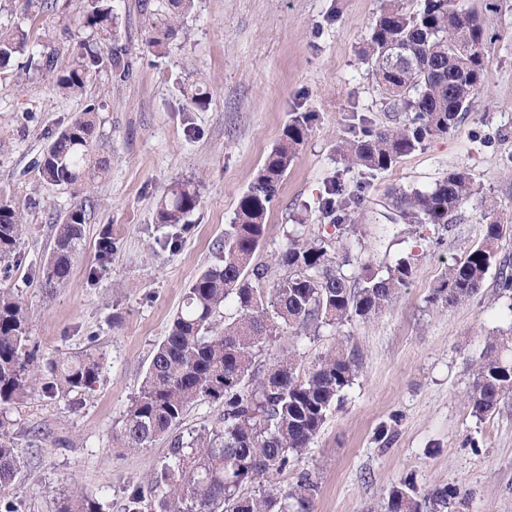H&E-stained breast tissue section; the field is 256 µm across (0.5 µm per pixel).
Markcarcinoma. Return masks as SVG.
<instances>
[{
	"label": "carcinoma",
	"instance_id": "obj_1",
	"mask_svg": "<svg viewBox=\"0 0 512 512\" xmlns=\"http://www.w3.org/2000/svg\"><path fill=\"white\" fill-rule=\"evenodd\" d=\"M191 0H170V14L154 26L148 46L162 52L175 34L177 17ZM85 26L112 43L118 22L112 0H87ZM400 43L406 61L394 63L388 47ZM29 46V34L18 27L0 32V69ZM371 76L385 99L403 103L408 123L376 129L358 117L351 135L338 146L344 160L370 175L388 170L402 156L421 148L432 136L458 127L471 100L483 87L487 66V37L472 13L455 7V0H423L410 12L402 0H387L371 27L365 51ZM118 55L84 47L57 76L64 96L81 93L105 67H120ZM81 113L63 129L38 162L39 180L46 186L91 183L105 174L102 162L92 161L95 125ZM308 119L299 116L285 128L280 143L266 157L257 177L242 196L235 223L224 232L219 263L207 268L187 288L180 310L155 351L141 388L113 431L117 447L145 448L173 431L187 409L202 400L224 401L223 421L203 428L188 442L174 439L171 460L150 478L133 485L124 512H313L319 492L308 471L283 486L280 476L295 468L319 434L328 412L341 401L354 381L358 359L343 344L307 367L291 350L270 366L259 358L279 336H318L323 328H338L354 318L369 319L384 311L413 276L411 262L398 260L387 274L369 273L353 280L340 271L324 237L296 234L288 246L272 255L288 275L265 288L267 267L253 263L265 237V216L277 185L287 173L308 135ZM478 189L470 174L454 171L429 191L402 193L396 198L401 217L411 224L448 225L453 214ZM484 236L463 261L448 269L432 294V302L455 304L477 294L496 256L500 240L512 232L497 207L483 199ZM199 205L191 182L170 186L159 210V222L186 227L185 218ZM358 205L355 196L333 182L324 209L337 233L354 231L347 223ZM85 210L78 208L55 225L54 248L43 265L46 288L63 285L82 245ZM24 230L20 208L0 201V261L16 252ZM234 314L217 322L221 307ZM512 336H497L472 368L466 400L472 414L482 418L512 396ZM52 381L47 393L78 391L92 386L102 369L101 358L75 355L42 366L31 344L28 317L22 303L0 290V410L15 403L40 383L42 369ZM8 425L0 418V512H16L12 481L21 461L6 439ZM253 485L256 491L243 493ZM458 497L448 483L418 489L412 479L391 488L384 512H444ZM58 512H101L96 499L76 490Z\"/></svg>",
	"mask_w": 512,
	"mask_h": 512
}]
</instances>
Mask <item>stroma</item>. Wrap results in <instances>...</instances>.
<instances>
[{"label": "stroma", "mask_w": 512, "mask_h": 512, "mask_svg": "<svg viewBox=\"0 0 512 512\" xmlns=\"http://www.w3.org/2000/svg\"><path fill=\"white\" fill-rule=\"evenodd\" d=\"M383 0H193L165 54L146 44L167 0H114L115 41L129 70H104L82 94L62 96L55 73L34 55L66 65L81 43L96 41L80 18L86 0H0V30L22 27L31 49L0 70V201L19 206L24 234L0 263V289L25 305L40 360L101 357L92 388L67 395L37 390L14 404L9 438L22 467L17 512H57L73 489L101 512H123L124 491L170 458V439L114 448L113 429L138 393L158 344L188 286L217 262V245L238 203L284 128L309 116V132L281 181L255 262H270L292 234L330 236L322 203L332 181L362 198L345 237L344 271L385 273L399 259L414 270L391 307L315 337H281L262 358L298 350L304 362L346 340L359 358L356 378L329 413L300 462L320 491L313 512H384L392 486L451 483V512H512V398L485 419L466 401L472 364L492 337L512 332V294L489 270L473 298L431 303L449 266L482 239V210L462 204L451 230L409 224L396 210L401 192L427 191L453 171L469 172L504 215L512 216V0H457L475 13L489 40L484 88L458 128L375 175L348 167L336 146L350 116L396 125L361 52ZM206 92L204 106L187 89ZM103 179L45 188L37 163L57 134L88 105ZM176 181L197 184L200 204L179 234L160 224L157 205ZM92 203L81 253L68 280L46 288L39 271L54 246V226ZM111 254L100 251L103 237ZM388 441H381L380 432Z\"/></svg>", "instance_id": "obj_1"}]
</instances>
